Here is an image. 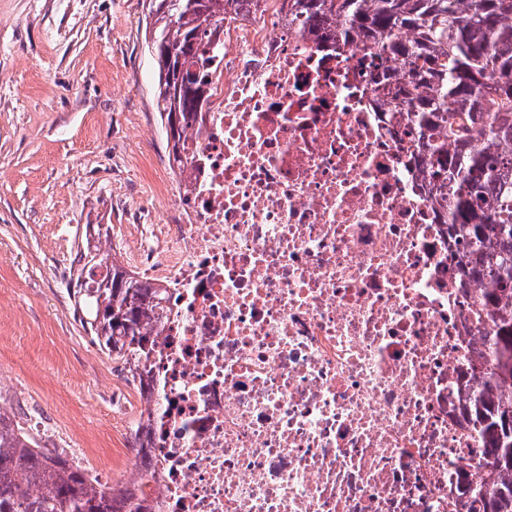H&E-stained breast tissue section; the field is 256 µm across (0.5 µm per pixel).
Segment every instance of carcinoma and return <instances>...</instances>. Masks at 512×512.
<instances>
[{
	"instance_id": "carcinoma-1",
	"label": "carcinoma",
	"mask_w": 512,
	"mask_h": 512,
	"mask_svg": "<svg viewBox=\"0 0 512 512\" xmlns=\"http://www.w3.org/2000/svg\"><path fill=\"white\" fill-rule=\"evenodd\" d=\"M260 0H148L146 39L157 58L156 106L172 167L189 166V122L213 60L202 36L224 14ZM316 47L349 48L376 67L383 122L417 137L432 203L446 217L458 292L479 286L484 349L466 360L460 413L485 445L474 478L457 486L471 512H512V0H279ZM480 140L481 146L474 145ZM78 304L108 352H156L163 289L80 254ZM0 512H148L134 486L90 482L74 461L37 448L0 410Z\"/></svg>"
}]
</instances>
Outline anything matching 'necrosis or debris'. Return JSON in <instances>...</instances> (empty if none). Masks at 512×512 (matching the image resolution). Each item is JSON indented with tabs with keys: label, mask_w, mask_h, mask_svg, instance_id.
<instances>
[{
	"label": "necrosis or debris",
	"mask_w": 512,
	"mask_h": 512,
	"mask_svg": "<svg viewBox=\"0 0 512 512\" xmlns=\"http://www.w3.org/2000/svg\"><path fill=\"white\" fill-rule=\"evenodd\" d=\"M195 167L137 247L165 288L151 446L126 467L152 512H470L483 448L458 410L484 323L448 227L353 52L314 48L265 0L224 19Z\"/></svg>",
	"instance_id": "obj_1"
}]
</instances>
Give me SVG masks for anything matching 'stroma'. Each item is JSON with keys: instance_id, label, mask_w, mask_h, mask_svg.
Returning <instances> with one entry per match:
<instances>
[{"instance_id": "obj_1", "label": "stroma", "mask_w": 512, "mask_h": 512, "mask_svg": "<svg viewBox=\"0 0 512 512\" xmlns=\"http://www.w3.org/2000/svg\"><path fill=\"white\" fill-rule=\"evenodd\" d=\"M145 0H0V407L37 411L82 467L128 485L122 359L79 320L75 261L96 224L102 253L127 266L129 229L167 166Z\"/></svg>"}]
</instances>
